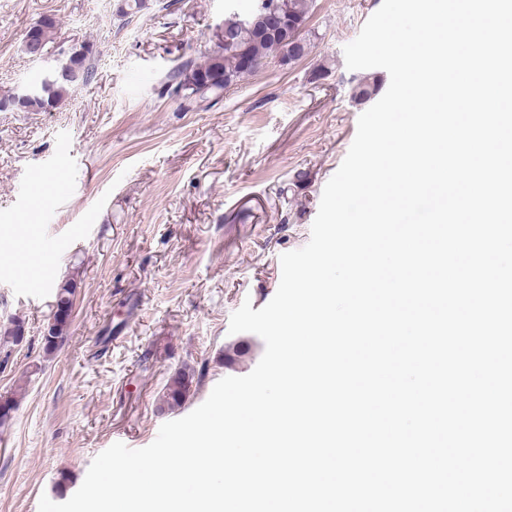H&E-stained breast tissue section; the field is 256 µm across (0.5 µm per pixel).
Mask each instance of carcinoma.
<instances>
[{
    "mask_svg": "<svg viewBox=\"0 0 512 512\" xmlns=\"http://www.w3.org/2000/svg\"><path fill=\"white\" fill-rule=\"evenodd\" d=\"M312 6L313 0H285L288 28L279 32L264 31V12L257 8L245 18L237 14L228 16L224 19L222 44L211 50L204 61H186L169 72L163 82V94L179 102V110L196 111L216 104L226 88L253 73V69L241 65L242 58L248 57L261 64L273 53L284 59L295 47L301 54H306L310 38L304 33V28ZM30 27L38 28L37 40L43 47L52 43L53 19H38ZM93 76L92 59L65 57L59 61L56 73L45 84L41 94L22 103L19 111L54 110L79 86L89 83ZM75 289L76 280L72 277L61 281L56 288L47 334L42 336L43 350L47 355L54 353L68 338ZM192 382L190 373L177 372L163 392V405L169 409L181 406L189 396Z\"/></svg>",
    "mask_w": 512,
    "mask_h": 512,
    "instance_id": "obj_1",
    "label": "carcinoma"
}]
</instances>
